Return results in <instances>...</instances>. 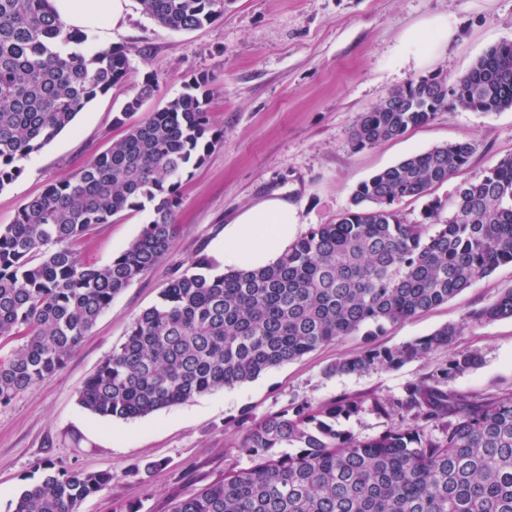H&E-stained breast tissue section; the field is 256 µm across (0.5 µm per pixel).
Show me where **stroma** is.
I'll return each instance as SVG.
<instances>
[{
  "instance_id": "stroma-1",
  "label": "stroma",
  "mask_w": 512,
  "mask_h": 512,
  "mask_svg": "<svg viewBox=\"0 0 512 512\" xmlns=\"http://www.w3.org/2000/svg\"><path fill=\"white\" fill-rule=\"evenodd\" d=\"M446 21L455 35L423 59L403 58L412 28ZM512 42V0H226L223 17L202 29L175 32L130 0L112 43L124 47L130 76L93 100L71 128L24 160L23 174L0 189V225L13 223L25 200L47 185L72 178L124 134L114 117L155 75L159 88L143 109L152 112L207 75L215 96L209 107L215 147L183 179L176 211L178 233L169 253L116 296L64 368L0 406V512H13L24 485L39 479L45 461L87 472L108 471L111 484L87 498L80 512H171L175 501L222 480L225 471L251 464L240 448L241 415L252 419L343 395L388 398L448 361L436 351L402 366L362 374L330 375L327 367L365 346L354 334L272 368L254 381L215 390L135 419L91 415L78 403L84 379L125 338L135 318L155 304L175 272L198 255L215 256L224 228L269 198L294 205L296 235L334 223L356 186L376 172L432 147L472 141L468 164L430 196L448 200L456 186L480 180L512 156V109L438 113L401 136L354 150L358 115L409 81L443 72L465 73L490 47ZM151 217L144 209L99 224L77 243L82 262L111 261ZM512 289V264L476 280L448 302L387 328L379 344L396 347L448 325L464 330L456 347L480 351L483 362L457 375L453 390L493 394L512 389V318L473 323L471 312ZM153 463L132 476L134 463Z\"/></svg>"
}]
</instances>
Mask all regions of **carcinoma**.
I'll return each instance as SVG.
<instances>
[{
  "label": "carcinoma",
  "mask_w": 512,
  "mask_h": 512,
  "mask_svg": "<svg viewBox=\"0 0 512 512\" xmlns=\"http://www.w3.org/2000/svg\"><path fill=\"white\" fill-rule=\"evenodd\" d=\"M144 14L177 32L224 15V0H138ZM50 0H0V189L23 173L20 161L70 128L99 95L129 75L122 48L79 50ZM158 88L147 77L115 123L124 136L72 179L26 200L0 225V405L60 371L112 300L169 252L184 176L216 143L208 76L155 112L134 115ZM512 108V43L490 47L448 84L442 73L411 81L366 112L352 131L361 150L430 122L444 110ZM471 141L435 146L387 167L354 190L333 224H316L258 268L216 271L196 257L144 309L124 341L83 383L79 404L100 418L134 419L202 394L243 384L360 333L358 354L330 374L394 368L446 349L448 363L372 410L392 421L358 438L336 421L364 410L341 397L307 400L258 421L241 416L240 447L252 465L179 500L172 512H512V390L482 397L448 382L480 362L454 349L461 327L446 325L389 348L375 337L512 263V156L477 182L457 186L448 216L438 201L410 222L392 208L420 198L462 169ZM152 204L150 221L112 261L84 265L73 245L95 224ZM512 318V290L469 315ZM295 448L297 452H279ZM14 512H79L112 483L109 471L44 467Z\"/></svg>",
  "instance_id": "obj_1"
}]
</instances>
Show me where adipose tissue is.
Masks as SVG:
<instances>
[{"mask_svg":"<svg viewBox=\"0 0 512 512\" xmlns=\"http://www.w3.org/2000/svg\"><path fill=\"white\" fill-rule=\"evenodd\" d=\"M128 5L129 0H53L68 27L92 31L103 48L110 45L113 30L124 21ZM298 222L296 207L278 198L251 207L225 229L218 260L226 268L266 265L277 257Z\"/></svg>","mask_w":512,"mask_h":512,"instance_id":"adipose-tissue-1","label":"adipose tissue"}]
</instances>
